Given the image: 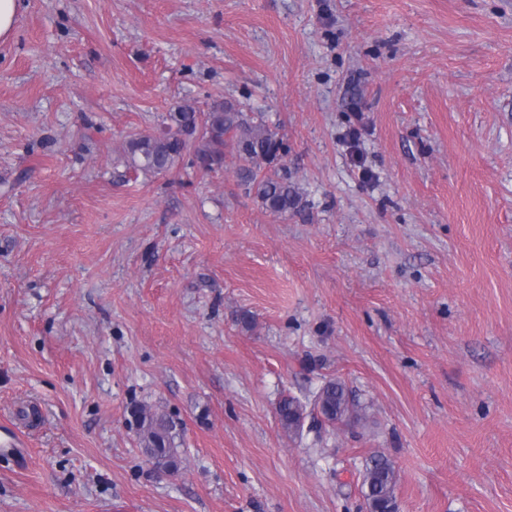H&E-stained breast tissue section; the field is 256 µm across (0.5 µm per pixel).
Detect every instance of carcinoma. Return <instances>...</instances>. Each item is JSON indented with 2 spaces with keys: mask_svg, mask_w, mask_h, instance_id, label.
<instances>
[{
  "mask_svg": "<svg viewBox=\"0 0 512 512\" xmlns=\"http://www.w3.org/2000/svg\"><path fill=\"white\" fill-rule=\"evenodd\" d=\"M193 149L197 168L205 173L224 166L231 156L249 162L236 174L239 184L253 195L262 209L273 215H286L303 207V198L288 176L277 165L288 153L280 130L264 115H250L232 100L213 101L204 106L185 101L166 116V130L157 135H135L126 142L128 166L145 174L170 172L188 149ZM313 409L329 425L348 423L358 404L345 382L327 381L317 393ZM305 408L295 397L278 404L282 427L298 432ZM130 414L138 418L136 429L142 452L162 472L180 470L181 455L175 444L174 425L165 414L134 405ZM396 471L384 455L372 456L365 465L362 488L370 512H393L396 504Z\"/></svg>",
  "mask_w": 512,
  "mask_h": 512,
  "instance_id": "1",
  "label": "carcinoma"
}]
</instances>
